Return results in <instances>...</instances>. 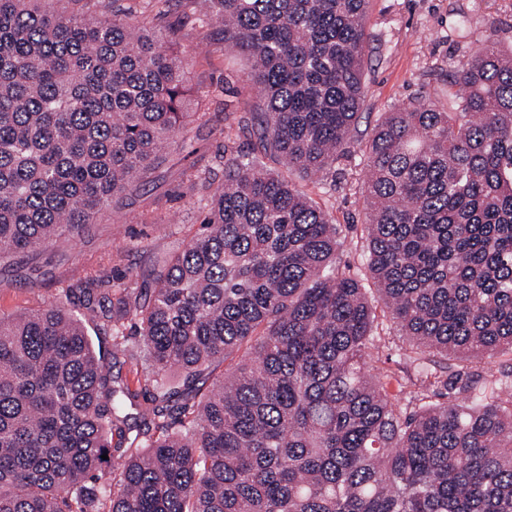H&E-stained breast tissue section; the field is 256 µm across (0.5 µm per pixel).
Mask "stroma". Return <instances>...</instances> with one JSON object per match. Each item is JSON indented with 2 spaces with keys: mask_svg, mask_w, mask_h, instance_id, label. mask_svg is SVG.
Returning a JSON list of instances; mask_svg holds the SVG:
<instances>
[{
  "mask_svg": "<svg viewBox=\"0 0 512 512\" xmlns=\"http://www.w3.org/2000/svg\"><path fill=\"white\" fill-rule=\"evenodd\" d=\"M165 11L164 20L177 28L180 41L198 47L187 73L189 85L204 92L186 125L194 154L154 165L136 191L105 209L79 236L58 239L1 264V314L54 300L62 288L96 268L106 279L142 281L153 256L177 251L198 233L200 204L190 178L215 167L224 149L228 113L242 112L256 93L239 81L247 68L245 57L226 49L217 29L194 23L185 0H167ZM366 28L369 46L360 119L364 132L371 131L383 113L416 99L446 103L453 91L451 75L486 41L512 49V0H370ZM365 164V143L358 140L351 144L349 157L337 163L346 175L337 179L335 189L324 191L316 175L296 179L333 216L342 241L339 262L360 279L367 275ZM376 314L368 366L372 373L402 378L404 341L385 306H378Z\"/></svg>",
  "mask_w": 512,
  "mask_h": 512,
  "instance_id": "35a3bbf8",
  "label": "stroma"
}]
</instances>
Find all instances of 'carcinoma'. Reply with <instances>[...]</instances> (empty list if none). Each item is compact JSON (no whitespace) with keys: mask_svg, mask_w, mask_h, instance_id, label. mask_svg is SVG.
I'll list each match as a JSON object with an SVG mask.
<instances>
[{"mask_svg":"<svg viewBox=\"0 0 512 512\" xmlns=\"http://www.w3.org/2000/svg\"><path fill=\"white\" fill-rule=\"evenodd\" d=\"M0 0V258L79 234L186 127L194 48L154 0ZM369 0H190L250 56L200 232L143 285L89 274L0 314V512H512V57L482 46L448 104L366 143L368 281L329 213L265 160L336 174L358 135ZM414 390L367 369L375 311ZM141 363L146 406L111 376ZM139 337L136 348L129 336ZM231 372L214 376L242 347ZM120 443L112 445V435ZM108 458L103 459L101 455Z\"/></svg>","mask_w":512,"mask_h":512,"instance_id":"carcinoma-1","label":"carcinoma"}]
</instances>
